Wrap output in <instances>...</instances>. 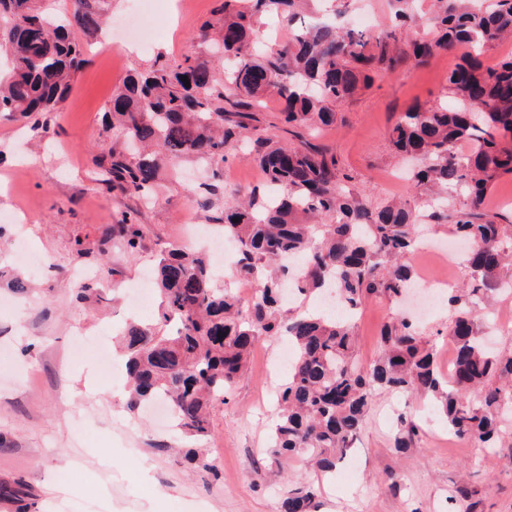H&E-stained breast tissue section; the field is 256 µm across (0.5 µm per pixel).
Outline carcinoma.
<instances>
[{
	"label": "carcinoma",
	"instance_id": "cac0c4a2",
	"mask_svg": "<svg viewBox=\"0 0 512 512\" xmlns=\"http://www.w3.org/2000/svg\"><path fill=\"white\" fill-rule=\"evenodd\" d=\"M100 2L73 0L72 10L47 13L36 0H0V42L12 55L11 73L0 80L1 114L36 136L50 132L51 115L87 63L88 40L102 34ZM311 2L224 0L217 41L227 60L224 76L207 60L160 56L112 94L108 112L123 145L102 143L93 162L115 198L153 195L160 168L187 158L211 169L205 191H213L223 180L226 148L243 138L266 176L219 218L224 238L238 248L234 276L259 281L249 302L227 285H214L213 260L204 250L180 246L159 255L157 326L131 320L123 331L128 410L162 400L175 427L200 441L209 433L211 402L232 391L254 345L286 336L295 357L270 428L276 459H303L333 472L381 391L428 400L459 439L512 449L504 430L512 415V350L485 347L475 309L512 289V224L485 207L492 183L512 175V56L491 66L478 60L479 50L512 35V0H433L438 37L410 41L409 53L400 43L417 20L407 0H392L396 25L376 40L324 23L294 29L266 52L253 51L250 37L263 14L275 11L291 26ZM438 51L460 52L446 85L455 107L405 113L391 141L396 152L423 162L414 188L428 185L439 197L465 191L454 231L487 253L468 257L466 286L448 296V325L467 322L448 335L455 353L450 378L439 369L436 342L403 317L384 325L383 351L365 364L351 322L282 314L287 279L303 298L330 286L349 310L373 297L401 301L414 280L405 260L419 241L422 214L403 198L371 208L350 191V177L333 153L306 139L280 142L256 112L270 95L281 106L273 128L295 137L299 128L330 126L335 105L368 87V73L392 72L410 58L423 64ZM459 143L470 145L469 154L456 152ZM144 237L134 210L106 233L130 253L142 248ZM418 432L407 422L395 447H411ZM316 508L310 486L287 490L282 501V512Z\"/></svg>",
	"mask_w": 512,
	"mask_h": 512
}]
</instances>
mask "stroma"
Segmentation results:
<instances>
[{
  "label": "stroma",
  "instance_id": "obj_1",
  "mask_svg": "<svg viewBox=\"0 0 512 512\" xmlns=\"http://www.w3.org/2000/svg\"><path fill=\"white\" fill-rule=\"evenodd\" d=\"M224 0H190L179 9L166 0L149 49L91 47L74 87L53 117L48 136H17L0 116V512H280L291 484H313L317 512H512V469L500 454L449 435L443 419L423 423L413 448L398 451L399 421H386L390 394L377 395L356 449L360 468L338 463L332 476L297 460L275 461L268 429L284 370L275 366L277 341L259 342L244 377L216 401L204 447L208 464L186 462L180 434L163 428L152 411L126 408L124 360L114 331L130 316L127 294L151 273L157 255L180 246L182 226L221 216L232 191L263 181L259 167L239 149L228 151L216 194L200 196L204 166L184 161L162 168L154 200L112 198L101 185L93 157L103 140H116L106 111L112 93L157 56L181 61L213 59L200 37L203 22L222 15ZM328 10L348 22L356 9L374 18L368 36H381L393 11L389 0H329ZM455 54H436L422 67L402 65L373 75L337 109L334 125L306 131V138L335 154L351 177L352 191L379 204L409 194L407 165L389 134L415 106L452 105L445 90ZM67 164H59V153ZM135 210L146 238L137 253L103 242L106 227ZM50 257L31 276L16 251L18 238ZM84 257H76L75 245ZM90 268L99 294L82 299L74 266ZM20 277L25 287L12 288ZM385 299L366 301L354 321L364 362L380 351V330L393 314ZM101 339L113 349L103 373L93 351L75 355L78 338Z\"/></svg>",
  "mask_w": 512,
  "mask_h": 512
}]
</instances>
